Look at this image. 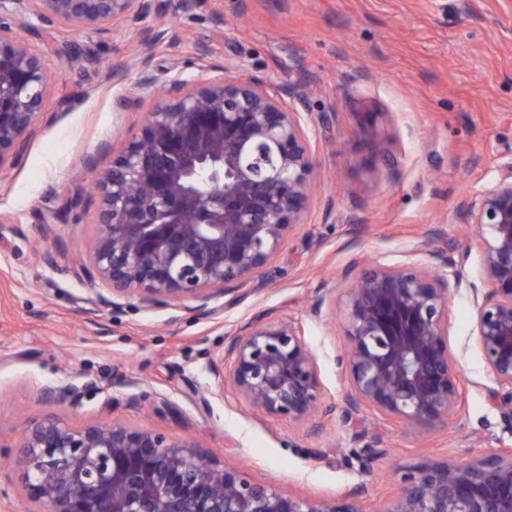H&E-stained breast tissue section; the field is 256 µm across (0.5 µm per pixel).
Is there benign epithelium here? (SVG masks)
Segmentation results:
<instances>
[{
    "mask_svg": "<svg viewBox=\"0 0 512 512\" xmlns=\"http://www.w3.org/2000/svg\"><path fill=\"white\" fill-rule=\"evenodd\" d=\"M76 31L136 25L152 0H0V171L15 164L43 114L49 70L41 52L3 18L15 5ZM170 42L161 27L133 61L112 67L121 79L158 84L154 51ZM197 72L169 69L164 93L141 128L96 173L97 235L80 269L93 296L87 312L134 298L143 307L195 302L205 317L224 312L244 288L266 285L265 268L285 237L303 223L316 169L310 130L326 113L302 112L307 95L237 76L229 59L215 75L209 49L195 47ZM476 230L479 283H471L473 333L498 390L500 421L512 434V161L492 184L458 203ZM415 250L426 264L359 262L339 299L346 346L337 358L348 374L349 409L374 410L426 430L453 420L464 394L448 344V304L461 287L454 258L431 241ZM232 365L211 368L217 387L264 417L313 419L324 396L318 358L301 322L257 317L236 325ZM82 388L41 390L50 405L79 403ZM22 464L39 512H363L365 489L354 484L334 501L296 496L215 468L197 445L122 423L73 428L47 416L23 428ZM381 512H512V448L469 463L436 462L402 473Z\"/></svg>",
    "mask_w": 512,
    "mask_h": 512,
    "instance_id": "benign-epithelium-1",
    "label": "benign epithelium"
}]
</instances>
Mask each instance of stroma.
<instances>
[{"label": "stroma", "mask_w": 512, "mask_h": 512, "mask_svg": "<svg viewBox=\"0 0 512 512\" xmlns=\"http://www.w3.org/2000/svg\"><path fill=\"white\" fill-rule=\"evenodd\" d=\"M160 23L174 39L154 53L158 77L175 62L195 74L193 49L203 43L216 67L241 61V77L309 83L315 93L303 110L335 115L311 136L318 173L303 224L286 236L267 286L244 289L219 324L190 301L146 310L130 298L93 316L77 303L88 288L79 260L99 210L85 161L109 167L153 105L136 72L116 80L110 66ZM12 28L43 53L53 83L24 155L0 171V219L11 227L0 244V512L38 510L19 437L49 412L76 428L113 420L188 440L218 468L304 497L333 500L359 482L364 512L395 495L397 468L512 447L474 341L468 284L479 253L458 209L512 159V0H198L189 14L176 0H152L144 22L120 21L107 33L57 22ZM84 47L98 65L69 63ZM427 236L451 255L470 253L448 311L465 402L453 423L431 432L370 409L346 416L334 300L357 274L351 261L397 265ZM264 316L302 322L333 408L320 417L323 431L256 418L232 389L217 390L210 366L227 355L230 333ZM62 382L89 388L77 406L44 404L41 389ZM372 441L386 454L363 473L353 451Z\"/></svg>", "instance_id": "stroma-1"}]
</instances>
